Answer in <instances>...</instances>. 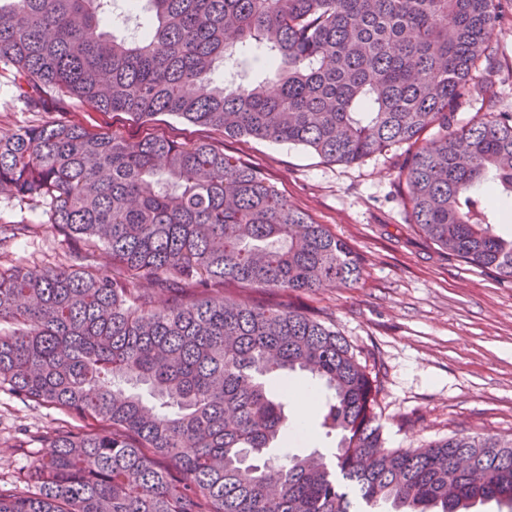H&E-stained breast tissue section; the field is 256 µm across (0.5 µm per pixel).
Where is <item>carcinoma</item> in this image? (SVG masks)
Listing matches in <instances>:
<instances>
[{"instance_id": "obj_1", "label": "carcinoma", "mask_w": 512, "mask_h": 512, "mask_svg": "<svg viewBox=\"0 0 512 512\" xmlns=\"http://www.w3.org/2000/svg\"><path fill=\"white\" fill-rule=\"evenodd\" d=\"M0 0V64L32 107L61 94L149 121L355 163L408 145L404 203L429 242L512 281L482 183L512 197V112L497 109L500 0ZM263 53L274 92L220 64ZM196 85L206 93L192 92ZM473 101L482 115L457 127ZM0 198L112 256L0 268V385L70 417L41 439L36 492L0 512H471L512 504V438L386 448L379 374L293 294L349 287L356 253L261 171L206 144L129 142L59 121L0 136ZM146 279L152 287L141 288ZM166 302L155 305L154 286ZM279 293L268 299L263 292ZM330 392L333 459L284 448L288 377Z\"/></svg>"}]
</instances>
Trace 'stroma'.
<instances>
[{"mask_svg": "<svg viewBox=\"0 0 512 512\" xmlns=\"http://www.w3.org/2000/svg\"><path fill=\"white\" fill-rule=\"evenodd\" d=\"M501 11L498 106L512 111V0H502ZM57 121L130 141L153 133L210 145L261 170L293 207L345 241L363 262L358 282L301 292L295 301L328 317L378 374L386 447L421 448L459 432L512 436V282L449 256L409 224L404 146L343 164L298 146L228 137L167 114L140 123L50 96L40 111L30 112L14 98L12 73L0 69V134ZM19 221L32 230L0 248V266L63 262L70 245L45 223L41 208L0 199V223ZM60 419L55 409L0 387V486L31 492L29 474L44 453L38 439Z\"/></svg>", "mask_w": 512, "mask_h": 512, "instance_id": "obj_1", "label": "stroma"}]
</instances>
